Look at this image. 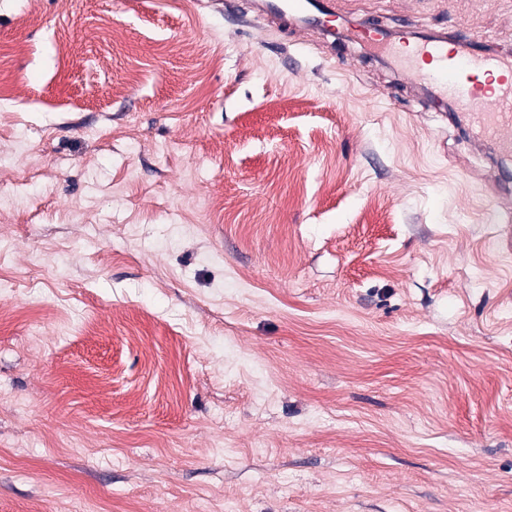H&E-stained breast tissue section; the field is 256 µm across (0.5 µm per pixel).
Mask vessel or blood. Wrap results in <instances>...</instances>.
<instances>
[{
  "mask_svg": "<svg viewBox=\"0 0 512 512\" xmlns=\"http://www.w3.org/2000/svg\"><path fill=\"white\" fill-rule=\"evenodd\" d=\"M253 11L296 35L318 29L391 56L431 98L462 103L479 133L512 157V60L475 53L443 33L418 36L407 26L390 31L375 22L352 26L330 0H253Z\"/></svg>",
  "mask_w": 512,
  "mask_h": 512,
  "instance_id": "obj_1",
  "label": "vessel or blood"
}]
</instances>
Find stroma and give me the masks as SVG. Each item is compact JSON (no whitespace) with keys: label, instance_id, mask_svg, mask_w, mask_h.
Here are the masks:
<instances>
[{"label":"stroma","instance_id":"obj_1","mask_svg":"<svg viewBox=\"0 0 512 512\" xmlns=\"http://www.w3.org/2000/svg\"><path fill=\"white\" fill-rule=\"evenodd\" d=\"M250 9L0 0V512H512V160Z\"/></svg>","mask_w":512,"mask_h":512}]
</instances>
